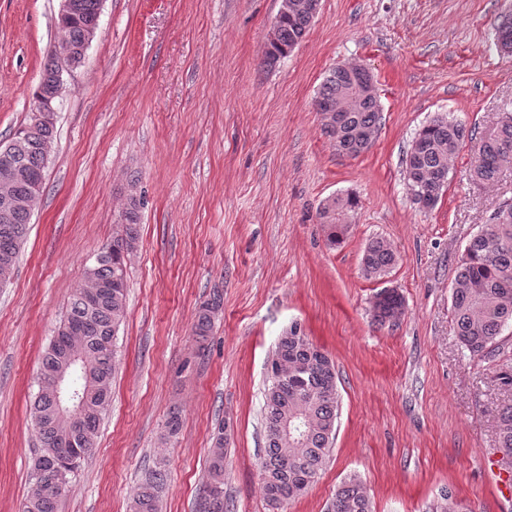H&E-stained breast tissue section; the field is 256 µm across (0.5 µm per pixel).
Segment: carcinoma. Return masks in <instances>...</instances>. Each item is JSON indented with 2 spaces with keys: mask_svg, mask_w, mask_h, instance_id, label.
I'll list each match as a JSON object with an SVG mask.
<instances>
[{
  "mask_svg": "<svg viewBox=\"0 0 512 512\" xmlns=\"http://www.w3.org/2000/svg\"><path fill=\"white\" fill-rule=\"evenodd\" d=\"M78 10L57 22L62 32L55 50L41 72L33 96L57 112L56 73L61 64L81 63L80 49L87 27L100 8V0H75ZM310 0H288V10L265 50L264 64L271 66L287 56L305 38L312 20ZM498 46L512 52V14L503 16L495 28ZM348 97L351 107L339 113L340 128L324 130L336 152L356 158L367 151L378 132L382 109L379 97L359 89L348 74L337 67L325 77L314 99L316 108H336ZM56 124L34 123L27 116L13 133L7 147L14 169L9 187L16 206L0 214V281L11 282L18 254L25 242L32 215L27 200L43 192L49 149ZM469 131L459 121L437 116L416 133L404 160V176L414 203L434 207L443 194L450 160ZM512 164V112H504L494 131L481 141L472 177L485 185L497 184L504 167ZM141 200L131 193L119 211L112 242L103 246L96 264L87 268L85 280L96 297L89 301L74 290L64 320L48 345L38 374L34 400V422L41 445L30 473L31 483L43 488L29 491L21 512H58L62 496L52 486L60 476L72 481L81 461L95 447L100 420L111 394L117 356L114 339L126 313V267L137 250ZM359 206L347 194L327 200L318 219L327 244H341L349 220ZM398 261L391 244L370 240L363 250L361 270L368 278L385 276ZM458 341L473 359L484 360L495 352L505 327L512 325V207L489 216L469 239L456 273L451 293ZM222 294L214 292L198 309L193 333L203 341L221 310ZM373 321L383 327L395 325L404 314L403 296L386 288L374 296ZM279 367L270 379L263 406L265 451L259 462L267 505L278 510L303 497L326 467L336 436L339 408L338 375L335 363L294 325L281 336L269 362ZM71 376L83 399L77 415L59 411L56 381L61 373ZM497 449L504 469L512 467V399L496 414ZM167 470L156 464L138 486L129 512H158L159 492L166 484ZM197 512H226L224 505V443L217 436L210 449L202 495ZM329 512H372L369 490L355 474L336 489Z\"/></svg>",
  "mask_w": 512,
  "mask_h": 512,
  "instance_id": "carcinoma-1",
  "label": "carcinoma"
}]
</instances>
